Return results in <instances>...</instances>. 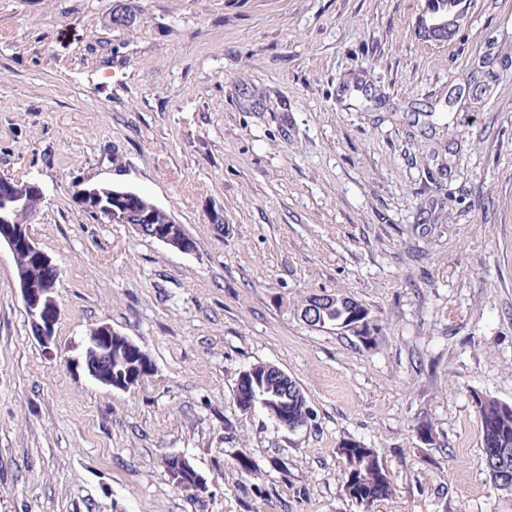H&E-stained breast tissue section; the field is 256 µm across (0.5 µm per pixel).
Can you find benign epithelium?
I'll return each mask as SVG.
<instances>
[{"mask_svg":"<svg viewBox=\"0 0 512 512\" xmlns=\"http://www.w3.org/2000/svg\"><path fill=\"white\" fill-rule=\"evenodd\" d=\"M472 0H448V11L425 6L415 21V33L425 42L440 44L453 37L468 19ZM35 199H44L39 183L0 176V247L5 246L13 256L17 268L19 288L33 335L41 346L49 350L55 344V327L59 320L56 299L60 272L52 259L32 237L29 224L37 214L32 205ZM83 208L91 213L107 215L121 224L132 225L137 233L184 253L194 251V243L182 225L170 218L164 224H154L157 205L146 196L129 187L110 185L93 186L83 193ZM335 299L328 295L312 298L301 309V319L311 327L324 324L319 313L328 311ZM139 345L101 324L89 331L85 339L83 367L88 376L98 384L113 390L127 391L148 372V368L113 371H97L91 364L108 361L115 365L125 364L126 354ZM163 466L169 478L178 484L183 472L192 467L191 459L181 453L164 457Z\"/></svg>","mask_w":512,"mask_h":512,"instance_id":"benign-epithelium-1","label":"benign epithelium"}]
</instances>
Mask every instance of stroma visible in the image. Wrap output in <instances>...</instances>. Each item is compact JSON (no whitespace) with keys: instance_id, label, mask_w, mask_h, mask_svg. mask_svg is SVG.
Instances as JSON below:
<instances>
[{"instance_id":"stroma-1","label":"stroma","mask_w":512,"mask_h":512,"mask_svg":"<svg viewBox=\"0 0 512 512\" xmlns=\"http://www.w3.org/2000/svg\"><path fill=\"white\" fill-rule=\"evenodd\" d=\"M116 2L0 0V175L41 184L30 232L61 277L49 352L0 249V512H360L350 438L392 475L373 512H512L471 398L512 404V0L438 45L425 0H132L129 28ZM94 184L145 194L194 251L87 212ZM336 293L374 346L302 321ZM100 323L153 360L130 391L77 365ZM258 362L307 424L239 410ZM172 453L204 491L170 483ZM312 296V295H311ZM311 296L307 297L302 307L310 300ZM335 303V298L328 295H319L312 298L308 304L301 309V319L311 327H321L324 324L322 315H318V312H327ZM163 466L165 468V471L169 478L174 481L175 484H178L182 481L183 472L185 469H191L192 467V461L191 459L186 456L185 454L176 453V454H170L164 457L163 459ZM174 484V485H175ZM176 487H179L184 490H192L190 488L186 487H180L175 485Z\"/></svg>"}]
</instances>
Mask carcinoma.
Wrapping results in <instances>:
<instances>
[{
  "label": "carcinoma",
  "instance_id": "obj_1",
  "mask_svg": "<svg viewBox=\"0 0 512 512\" xmlns=\"http://www.w3.org/2000/svg\"><path fill=\"white\" fill-rule=\"evenodd\" d=\"M341 301L336 303V312L325 319L332 326L345 324L347 331L353 336H364L372 345L376 339L378 327L369 322L370 310L357 300L341 294ZM238 397L255 401L265 399L267 404L262 410L275 421L280 420L279 410L274 405L278 400L288 401V408L297 418L304 420L309 417L307 400L298 401L295 394L302 392L294 379L283 380L279 375L268 373L261 375V386L237 379ZM476 412L480 425V447L483 464L493 456L495 448L512 449V405H508L494 397L483 395L476 398ZM342 458L344 469V492L348 499L355 502L362 512H372L377 502L387 500L394 494L391 474L383 467L377 449L367 448L360 440L343 441L337 448Z\"/></svg>",
  "mask_w": 512,
  "mask_h": 512
}]
</instances>
